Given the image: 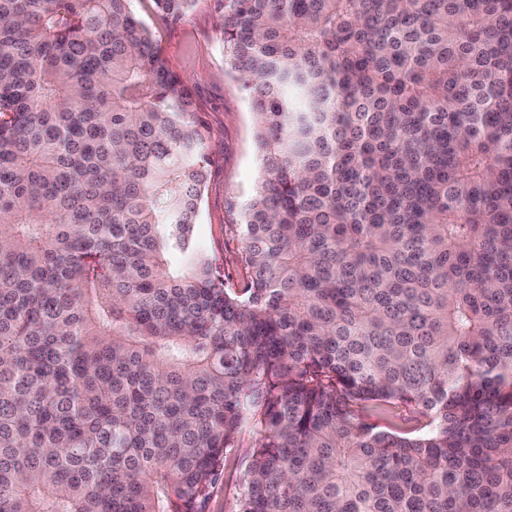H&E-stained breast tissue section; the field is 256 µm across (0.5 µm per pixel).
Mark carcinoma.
Wrapping results in <instances>:
<instances>
[{
    "label": "carcinoma",
    "mask_w": 512,
    "mask_h": 512,
    "mask_svg": "<svg viewBox=\"0 0 512 512\" xmlns=\"http://www.w3.org/2000/svg\"><path fill=\"white\" fill-rule=\"evenodd\" d=\"M132 2L0 0V512H203L247 424L239 512H512V0H214L238 291ZM358 415L367 423L381 429L397 432H412L423 426L425 420L415 416L401 405L383 407H357Z\"/></svg>",
    "instance_id": "cac0c4a2"
}]
</instances>
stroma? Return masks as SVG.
I'll use <instances>...</instances> for the list:
<instances>
[{"label": "stroma", "instance_id": "1", "mask_svg": "<svg viewBox=\"0 0 512 512\" xmlns=\"http://www.w3.org/2000/svg\"><path fill=\"white\" fill-rule=\"evenodd\" d=\"M133 7L160 56L187 84L210 133V163L194 235L228 284L243 287L247 271L240 206L258 180L260 156L248 96L224 64L222 17L213 0H197L178 23L163 20L153 0H134ZM358 414L367 423L397 432H412L424 424L400 405L365 407ZM256 440L254 430L242 432L241 446L225 463L204 512H237L240 480Z\"/></svg>", "mask_w": 512, "mask_h": 512}]
</instances>
